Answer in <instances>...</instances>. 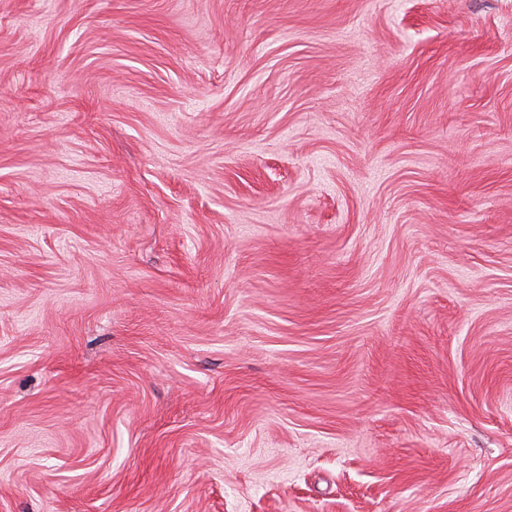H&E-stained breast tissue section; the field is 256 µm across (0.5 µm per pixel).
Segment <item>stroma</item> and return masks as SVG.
<instances>
[{
  "label": "stroma",
  "instance_id": "obj_1",
  "mask_svg": "<svg viewBox=\"0 0 512 512\" xmlns=\"http://www.w3.org/2000/svg\"><path fill=\"white\" fill-rule=\"evenodd\" d=\"M0 512H512V0H0Z\"/></svg>",
  "mask_w": 512,
  "mask_h": 512
}]
</instances>
